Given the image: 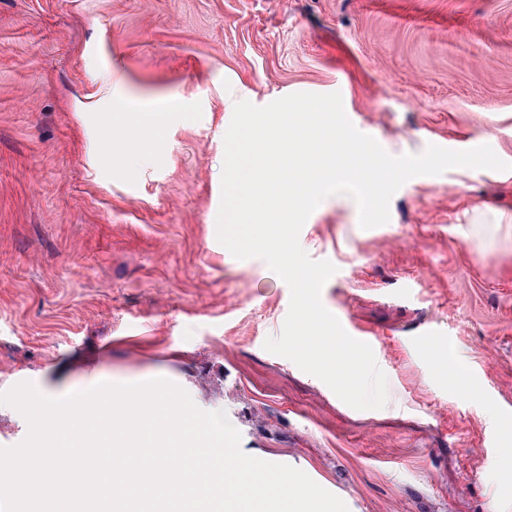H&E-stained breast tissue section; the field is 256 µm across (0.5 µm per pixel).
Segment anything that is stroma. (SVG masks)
Listing matches in <instances>:
<instances>
[{
	"label": "stroma",
	"mask_w": 512,
	"mask_h": 512,
	"mask_svg": "<svg viewBox=\"0 0 512 512\" xmlns=\"http://www.w3.org/2000/svg\"><path fill=\"white\" fill-rule=\"evenodd\" d=\"M299 92L340 93L391 155L510 165L406 182L376 229L332 197L305 222L337 269L323 305L376 345L379 409L265 350L289 288L217 240L236 101ZM158 108L130 162L123 112ZM473 204L506 213L479 252ZM428 329L455 366L414 347ZM157 377L348 512H512V0H0V392Z\"/></svg>",
	"instance_id": "1"
}]
</instances>
